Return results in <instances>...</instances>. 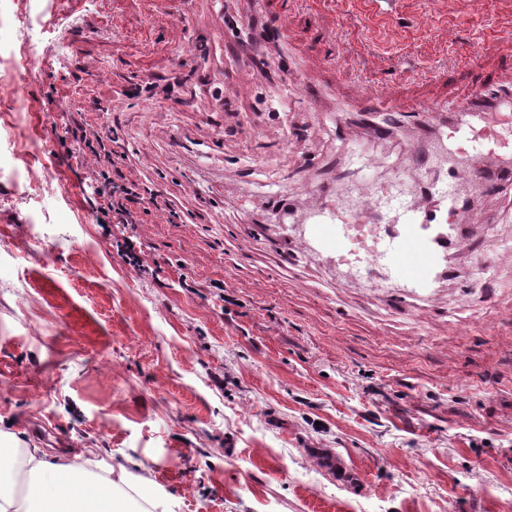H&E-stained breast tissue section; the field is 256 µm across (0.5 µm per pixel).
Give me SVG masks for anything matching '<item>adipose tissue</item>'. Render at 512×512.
<instances>
[{
    "label": "adipose tissue",
    "instance_id": "obj_1",
    "mask_svg": "<svg viewBox=\"0 0 512 512\" xmlns=\"http://www.w3.org/2000/svg\"><path fill=\"white\" fill-rule=\"evenodd\" d=\"M0 512H136L111 476L84 462L46 460L39 449L0 448Z\"/></svg>",
    "mask_w": 512,
    "mask_h": 512
}]
</instances>
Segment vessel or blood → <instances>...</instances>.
I'll return each mask as SVG.
<instances>
[{
	"label": "vessel or blood",
	"mask_w": 512,
	"mask_h": 512,
	"mask_svg": "<svg viewBox=\"0 0 512 512\" xmlns=\"http://www.w3.org/2000/svg\"><path fill=\"white\" fill-rule=\"evenodd\" d=\"M408 112L423 128L445 136L455 151L474 157L471 167L449 171L450 180L486 183V158L505 161L504 174L512 178V58L450 101L411 107L371 90L333 113L332 120L341 126L358 113L369 117L381 136ZM349 189L357 194L352 209L319 196L306 222L285 225V232L294 235L298 250L354 267L365 281L380 275L414 298L427 294L449 248L470 250L471 235L480 229L473 210L452 189L440 191L442 205L433 214L391 208L388 188L372 195L360 193L354 183Z\"/></svg>",
	"instance_id": "obj_1"
}]
</instances>
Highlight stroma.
I'll use <instances>...</instances> for the list:
<instances>
[{
  "label": "stroma",
  "mask_w": 512,
  "mask_h": 512,
  "mask_svg": "<svg viewBox=\"0 0 512 512\" xmlns=\"http://www.w3.org/2000/svg\"><path fill=\"white\" fill-rule=\"evenodd\" d=\"M0 0V434L126 476L163 512H512V185L460 191L486 227L426 299L344 284L279 225L447 145L415 123L383 139L308 107L290 70L335 59L351 93L418 104L461 92L512 49V0H297L267 57L225 36L257 0ZM29 76L19 81L18 70ZM175 82L159 100L122 97ZM117 133L132 180L184 214L121 229L83 184L71 112ZM144 246L136 271L123 233ZM261 239L250 248L246 239ZM187 287H180V280ZM221 284L228 309L214 299ZM117 251L123 261L135 270H142L144 267V251L142 243L135 235H123V242H117Z\"/></svg>",
  "instance_id": "1"
}]
</instances>
